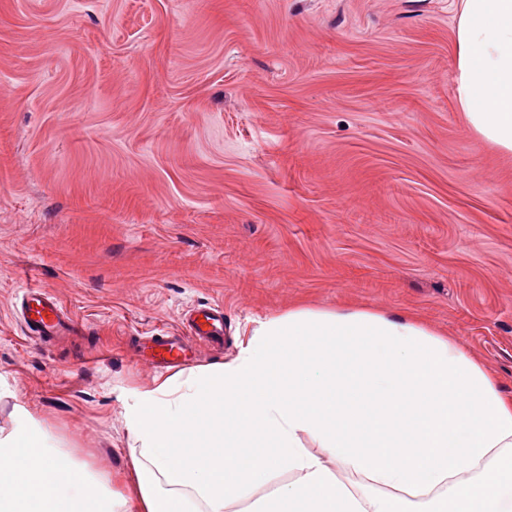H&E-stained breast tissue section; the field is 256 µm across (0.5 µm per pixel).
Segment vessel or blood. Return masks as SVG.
Listing matches in <instances>:
<instances>
[{
	"mask_svg": "<svg viewBox=\"0 0 512 512\" xmlns=\"http://www.w3.org/2000/svg\"><path fill=\"white\" fill-rule=\"evenodd\" d=\"M14 315L22 320L26 335L43 344L70 335L75 328V320L61 299L44 288L24 289ZM223 343V306L203 304L190 310L181 333L141 337L134 344V352L153 368L168 369L188 365L197 358L199 346Z\"/></svg>",
	"mask_w": 512,
	"mask_h": 512,
	"instance_id": "vessel-or-blood-1",
	"label": "vessel or blood"
}]
</instances>
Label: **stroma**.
<instances>
[{
	"label": "stroma",
	"instance_id": "1",
	"mask_svg": "<svg viewBox=\"0 0 512 512\" xmlns=\"http://www.w3.org/2000/svg\"><path fill=\"white\" fill-rule=\"evenodd\" d=\"M457 0H0V430L122 478L129 339L224 307L407 313L512 396V157L454 99ZM46 288L77 334L12 315Z\"/></svg>",
	"mask_w": 512,
	"mask_h": 512
}]
</instances>
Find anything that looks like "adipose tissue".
I'll return each mask as SVG.
<instances>
[{
  "label": "adipose tissue",
  "mask_w": 512,
  "mask_h": 512,
  "mask_svg": "<svg viewBox=\"0 0 512 512\" xmlns=\"http://www.w3.org/2000/svg\"><path fill=\"white\" fill-rule=\"evenodd\" d=\"M455 58L467 128L512 155V0H460ZM125 418L117 491L16 406L0 512H512V398L405 314L289 309L231 361L133 392Z\"/></svg>",
  "instance_id": "adipose-tissue-1"
}]
</instances>
